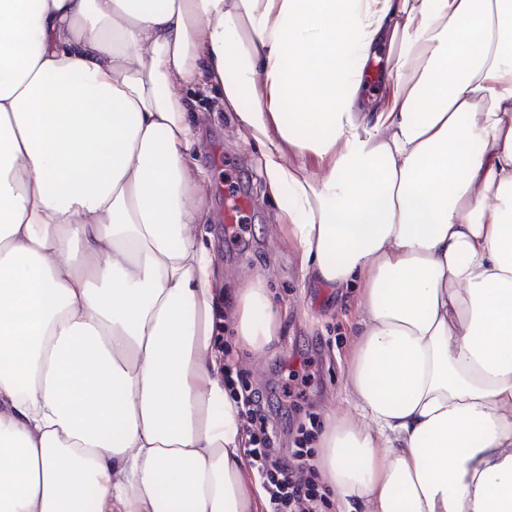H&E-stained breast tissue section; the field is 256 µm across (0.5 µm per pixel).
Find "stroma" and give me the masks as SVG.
I'll return each mask as SVG.
<instances>
[{
    "instance_id": "1",
    "label": "stroma",
    "mask_w": 512,
    "mask_h": 512,
    "mask_svg": "<svg viewBox=\"0 0 512 512\" xmlns=\"http://www.w3.org/2000/svg\"><path fill=\"white\" fill-rule=\"evenodd\" d=\"M187 112L189 118H201L202 135L210 145L197 161L211 182L205 201L210 211L206 229L214 238L226 287H238L240 275L246 272L267 275L273 301L288 309L280 340L262 364H255L252 353L235 342L232 328L221 334L222 346L230 349L247 369L249 384L262 393L278 446L287 454L300 425L312 418L323 420L326 410L346 409L342 389L351 313L359 290L334 291L304 278L298 251L277 228L279 204L266 186L262 148L244 139L235 113L221 107L218 93L211 88L189 91ZM230 181L238 183L253 203L249 227L242 234L224 222V185ZM301 364L311 375L305 397L280 413L277 406L288 383V369Z\"/></svg>"
}]
</instances>
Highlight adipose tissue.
Returning a JSON list of instances; mask_svg holds the SVG:
<instances>
[{"label": "adipose tissue", "instance_id": "obj_1", "mask_svg": "<svg viewBox=\"0 0 512 512\" xmlns=\"http://www.w3.org/2000/svg\"><path fill=\"white\" fill-rule=\"evenodd\" d=\"M200 84L360 289L338 512H512V0H0V512L258 510L215 314L255 354L282 314L216 272Z\"/></svg>", "mask_w": 512, "mask_h": 512}]
</instances>
